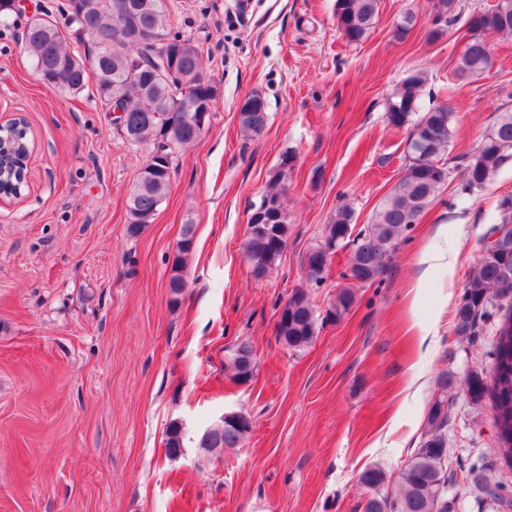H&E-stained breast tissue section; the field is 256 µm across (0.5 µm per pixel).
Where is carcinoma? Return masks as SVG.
I'll return each mask as SVG.
<instances>
[{
  "label": "carcinoma",
  "mask_w": 512,
  "mask_h": 512,
  "mask_svg": "<svg viewBox=\"0 0 512 512\" xmlns=\"http://www.w3.org/2000/svg\"><path fill=\"white\" fill-rule=\"evenodd\" d=\"M114 0H68L65 20L76 42L89 39L94 49L82 56L72 49L63 33L46 18L28 20L22 39V50L34 62L42 78L63 93H81L88 76H93L100 97L112 101V96L135 83L140 92L118 101L125 113L127 143L152 146L159 140L167 141L168 153L193 145L202 135L189 121L183 119L195 109L206 91L199 89L181 100L170 95V86L195 71L204 68L203 54L196 43L177 56L176 70L156 74L144 68L134 72L131 63L145 59L150 52L127 36L129 31L150 35L154 41L175 50L189 38L171 29L167 20L165 0H131L135 5L127 17L116 18L112 12ZM381 0H336L335 16L338 30L349 44L362 42L374 28L379 17ZM433 29L429 36L441 35L460 23L463 9L459 0H436ZM112 25L106 36L112 43L107 50L98 32L101 20ZM417 14L412 9L400 13L394 24L395 34L403 38L416 25ZM467 37L456 61V72L475 77L492 66V49L488 36L512 35V0H497L486 11L465 22ZM427 76L422 71L408 75L387 102V121L395 127L409 129L406 143V163L402 175L390 192L374 210L371 222L355 229L354 211L344 205L336 210L325 225L322 239L309 250L306 280L320 286L330 267L322 256V247L329 241L346 242L352 246L349 263L342 272L350 285L336 292L329 310L341 320L355 304V286L372 285L385 272L390 255L406 239L413 225L419 223L428 207L448 183L453 170L461 174L460 191L471 195L486 189L503 169L501 152L512 153V110L499 114L476 150L462 158L458 167H447L443 174L434 170L433 161L414 151L413 136L428 135L437 159L448 162L450 143L454 136V115L446 105L422 110V96ZM268 113L241 111L239 127L246 137L261 135L267 125ZM294 156L282 155L277 170L271 177L261 199L269 200L277 212L269 223L247 230L245 253L256 276L268 273L287 245L289 224L285 207V185ZM171 175L167 159L147 156L139 176L127 198L129 237L139 236L152 223L159 206L168 195ZM194 225L182 230L181 247L175 256L168 279L171 301L183 296L186 282L183 261L191 253ZM496 319L495 340L487 353L490 368L474 371L464 379V393L474 405H490L496 428L499 459L512 467V243L500 246L484 245L479 260L469 271L454 313L457 336L474 343L487 319ZM325 319L320 317L310 292L301 289L291 294L279 312L276 339L287 349L299 352L307 348L317 336ZM255 353L248 342L240 343L225 362L224 370L230 380L244 383L252 380ZM453 379L442 374L438 379L440 393L430 405L418 448L400 473L398 487L390 491V477L379 466L364 468L358 482L368 496L360 505L362 512H448V469L444 455L448 454V426L451 405L448 387ZM251 427L216 424L201 437L200 447L208 452L235 448L240 445ZM183 447L181 427H169L167 452L176 455ZM464 480L482 495L496 501H506L512 488L492 482L487 463L477 460L464 469Z\"/></svg>",
  "instance_id": "cac0c4a2"
}]
</instances>
